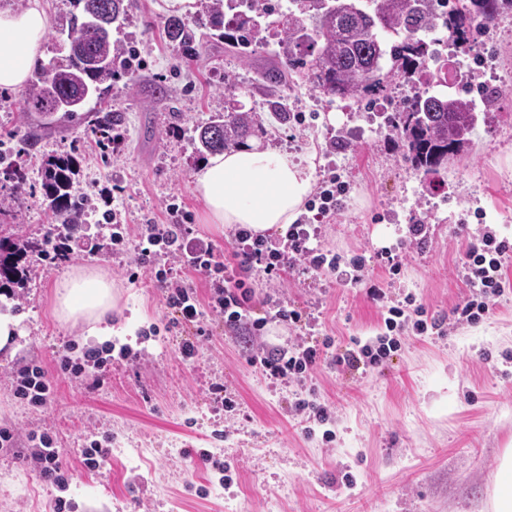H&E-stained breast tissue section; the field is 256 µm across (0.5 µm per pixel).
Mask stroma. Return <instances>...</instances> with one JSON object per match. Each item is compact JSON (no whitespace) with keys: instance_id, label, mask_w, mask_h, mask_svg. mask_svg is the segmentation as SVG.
I'll use <instances>...</instances> for the list:
<instances>
[{"instance_id":"1","label":"stroma","mask_w":512,"mask_h":512,"mask_svg":"<svg viewBox=\"0 0 512 512\" xmlns=\"http://www.w3.org/2000/svg\"><path fill=\"white\" fill-rule=\"evenodd\" d=\"M159 2L137 0L113 33L143 62L135 81L115 77L107 94L124 117L113 150H103L87 124L46 123L22 111L24 90L0 89V141L25 148L31 167L20 187L0 173V220L43 237L52 218L37 170L51 155L77 157L75 191L86 199L85 231L67 258L27 255L24 287L0 295V309L22 318L15 352L0 353V427L13 435L0 447V512H53L59 499L65 512H490L500 458L512 444V292L476 323L456 322L452 311L470 296L461 267L470 242L488 227L512 242V93L431 181L409 168L373 113L346 111L345 100L300 79L263 85L261 72L277 60L267 44L244 57L207 45L199 58L182 59L163 34ZM157 83L172 96H151ZM234 100L256 107L261 144L317 150L316 190L333 175L347 186L339 210L310 226L311 247L339 256V268L319 275L298 265L279 278L254 271L252 315L264 326L253 338L207 307L198 277V327H172L174 312L139 264L136 237L138 225L164 223L175 203L190 215L194 237L230 255L232 229L202 223L190 176L203 160L196 125ZM272 100L287 101L292 120L280 123L268 110ZM112 206L126 224L125 242L114 248L97 228ZM414 224L425 225L423 242L411 235ZM355 255L361 268L349 263ZM75 267L104 270L120 286L112 322L124 335L104 342L57 320L55 287ZM374 288L382 300L371 298ZM281 306L301 311V322L277 317ZM391 306L405 309L400 348L373 367L334 364L333 355L386 335ZM422 309L441 328L417 331ZM187 338L199 342L189 361L179 353ZM301 341L326 351L305 381L267 378L250 362L252 352ZM94 348L109 361L105 371L90 367L78 380L54 374L59 355L80 363ZM33 364L53 372L42 408L11 390ZM228 397L237 402L229 412ZM301 399L328 405L330 419L297 414ZM41 431L55 439L66 488L43 481L27 460ZM102 439L109 455L87 469L82 451ZM204 452L228 464L230 483L202 463Z\"/></svg>"}]
</instances>
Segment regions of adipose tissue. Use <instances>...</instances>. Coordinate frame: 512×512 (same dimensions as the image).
Masks as SVG:
<instances>
[{
    "instance_id": "1",
    "label": "adipose tissue",
    "mask_w": 512,
    "mask_h": 512,
    "mask_svg": "<svg viewBox=\"0 0 512 512\" xmlns=\"http://www.w3.org/2000/svg\"><path fill=\"white\" fill-rule=\"evenodd\" d=\"M49 17L41 0L21 10H0V88L26 85L42 58ZM316 152L300 158L288 151L251 143L211 155L192 175V192L203 205L202 220L220 228H244L257 235L285 229L310 198ZM120 290L102 270L77 267L56 287L61 322L86 328L88 335H115L112 312Z\"/></svg>"
}]
</instances>
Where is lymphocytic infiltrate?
I'll use <instances>...</instances> for the list:
<instances>
[{
    "label": "lymphocytic infiltrate",
    "mask_w": 512,
    "mask_h": 512,
    "mask_svg": "<svg viewBox=\"0 0 512 512\" xmlns=\"http://www.w3.org/2000/svg\"><path fill=\"white\" fill-rule=\"evenodd\" d=\"M168 221L164 224L145 225L140 233L141 260L154 262L165 255H172L176 262L155 271L154 278L166 295L168 304L178 314L183 324L197 321L200 302L191 282L192 275L205 278L209 288V305L213 311L223 315L226 325L261 330L262 320L251 318L250 301L252 289L250 277L256 266H263L270 275H282L296 264H305L309 269L325 272L334 270L336 259L316 252L310 247V235L302 224L290 225L286 233L276 237L251 236L246 230L235 233L236 249L230 261H223L212 243L188 242V216L178 205L166 208ZM512 251V243L497 240L493 232H485L479 243L470 245L466 253L464 270L471 288V297L454 309L458 320L469 323L488 313L494 298L502 296L512 281L503 274L504 257ZM403 309L388 310L385 326L387 335L378 337L375 344L363 345L359 351L337 357V364L349 366L360 362L376 364L397 350L400 341L393 333L399 328L398 319ZM320 358L315 347L297 346L291 355L272 353L260 357L263 372L273 378L298 377L313 370ZM52 386L41 366H29L17 375L13 383L16 398L34 407L46 406Z\"/></svg>",
    "instance_id": "1"
}]
</instances>
